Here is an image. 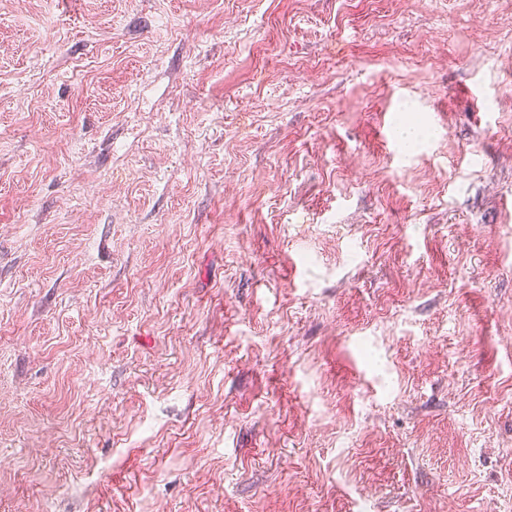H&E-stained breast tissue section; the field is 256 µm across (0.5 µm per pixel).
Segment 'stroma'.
Returning <instances> with one entry per match:
<instances>
[{"instance_id": "1", "label": "stroma", "mask_w": 512, "mask_h": 512, "mask_svg": "<svg viewBox=\"0 0 512 512\" xmlns=\"http://www.w3.org/2000/svg\"><path fill=\"white\" fill-rule=\"evenodd\" d=\"M0 512H512V0H0Z\"/></svg>"}]
</instances>
